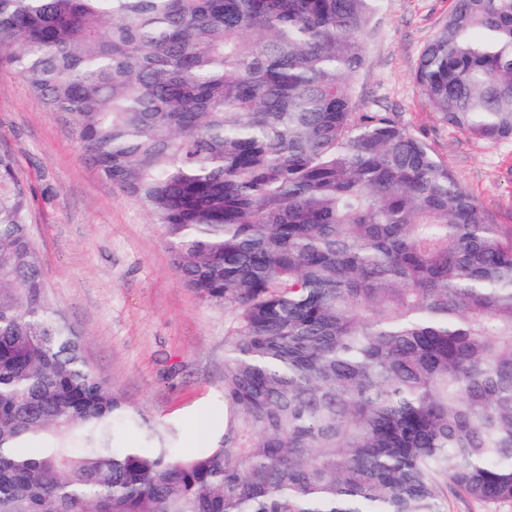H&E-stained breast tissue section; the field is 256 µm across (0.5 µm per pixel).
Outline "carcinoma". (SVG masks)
I'll use <instances>...</instances> for the list:
<instances>
[{
    "mask_svg": "<svg viewBox=\"0 0 512 512\" xmlns=\"http://www.w3.org/2000/svg\"><path fill=\"white\" fill-rule=\"evenodd\" d=\"M382 3L0 0V67L231 313L224 434L183 456L90 369L0 151V512L512 500V228L401 122L356 111ZM414 83L448 125L511 141L512 0H455Z\"/></svg>",
    "mask_w": 512,
    "mask_h": 512,
    "instance_id": "obj_1",
    "label": "carcinoma"
}]
</instances>
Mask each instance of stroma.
I'll use <instances>...</instances> for the list:
<instances>
[{"label":"stroma","mask_w":512,"mask_h":512,"mask_svg":"<svg viewBox=\"0 0 512 512\" xmlns=\"http://www.w3.org/2000/svg\"><path fill=\"white\" fill-rule=\"evenodd\" d=\"M452 7L453 0H384L352 98L361 112L382 104L425 138L492 222L512 226V143L448 127L414 84L421 51ZM0 151L28 186L48 290L81 331L94 373L132 409L173 426L181 454L206 450L209 441L192 442L188 419L206 413L209 440L224 431L223 304L183 284L159 225L103 177L59 113L1 69Z\"/></svg>","instance_id":"35a3bbf8"}]
</instances>
